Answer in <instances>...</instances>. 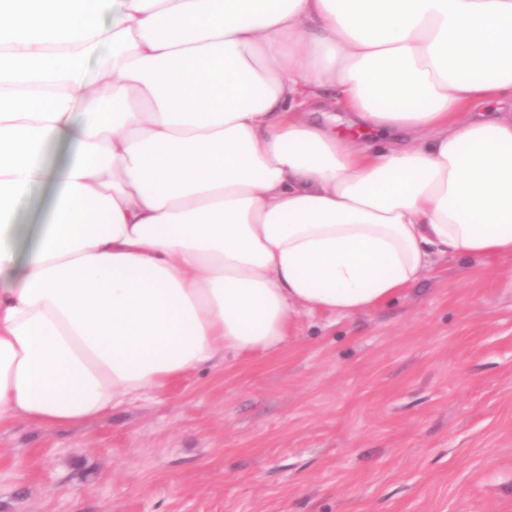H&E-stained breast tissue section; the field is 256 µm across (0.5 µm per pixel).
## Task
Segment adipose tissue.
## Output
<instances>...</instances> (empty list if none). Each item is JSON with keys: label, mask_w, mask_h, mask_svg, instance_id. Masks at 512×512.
Instances as JSON below:
<instances>
[{"label": "adipose tissue", "mask_w": 512, "mask_h": 512, "mask_svg": "<svg viewBox=\"0 0 512 512\" xmlns=\"http://www.w3.org/2000/svg\"><path fill=\"white\" fill-rule=\"evenodd\" d=\"M448 256L512 258V0H0V431L272 355ZM50 197L51 191L48 188L34 189L21 203L14 224L23 232L34 224H42Z\"/></svg>", "instance_id": "1"}]
</instances>
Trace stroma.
<instances>
[{"label":"stroma","instance_id":"obj_1","mask_svg":"<svg viewBox=\"0 0 512 512\" xmlns=\"http://www.w3.org/2000/svg\"><path fill=\"white\" fill-rule=\"evenodd\" d=\"M0 512H512V259H438L274 355L1 431Z\"/></svg>","mask_w":512,"mask_h":512}]
</instances>
